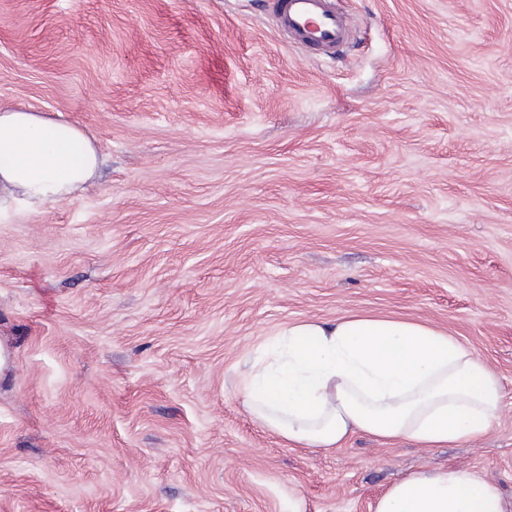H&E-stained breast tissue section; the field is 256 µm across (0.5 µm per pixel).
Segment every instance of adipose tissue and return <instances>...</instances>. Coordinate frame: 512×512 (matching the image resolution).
<instances>
[{"instance_id": "adipose-tissue-1", "label": "adipose tissue", "mask_w": 512, "mask_h": 512, "mask_svg": "<svg viewBox=\"0 0 512 512\" xmlns=\"http://www.w3.org/2000/svg\"><path fill=\"white\" fill-rule=\"evenodd\" d=\"M100 167L84 128L0 106V205L39 212L83 191ZM247 411L288 442L333 448L361 433L438 448L485 435L498 377L451 333L372 315L281 330L242 381ZM376 512H508L498 487L465 470L412 475Z\"/></svg>"}]
</instances>
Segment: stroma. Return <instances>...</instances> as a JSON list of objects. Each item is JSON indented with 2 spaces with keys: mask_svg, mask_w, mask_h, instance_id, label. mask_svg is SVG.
Listing matches in <instances>:
<instances>
[{
  "mask_svg": "<svg viewBox=\"0 0 512 512\" xmlns=\"http://www.w3.org/2000/svg\"><path fill=\"white\" fill-rule=\"evenodd\" d=\"M264 2L0 0V105L103 157L0 212V512H375L448 467L512 502V0H335L333 56ZM350 314L482 358L489 431L307 448L254 419L257 349Z\"/></svg>",
  "mask_w": 512,
  "mask_h": 512,
  "instance_id": "35a3bbf8",
  "label": "stroma"
}]
</instances>
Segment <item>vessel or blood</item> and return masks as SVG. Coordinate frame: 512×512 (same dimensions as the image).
I'll use <instances>...</instances> for the list:
<instances>
[{"label":"vessel or blood","mask_w":512,"mask_h":512,"mask_svg":"<svg viewBox=\"0 0 512 512\" xmlns=\"http://www.w3.org/2000/svg\"><path fill=\"white\" fill-rule=\"evenodd\" d=\"M271 14L293 42L313 50L332 54L351 39V21L333 0H271Z\"/></svg>","instance_id":"b4317fda"}]
</instances>
